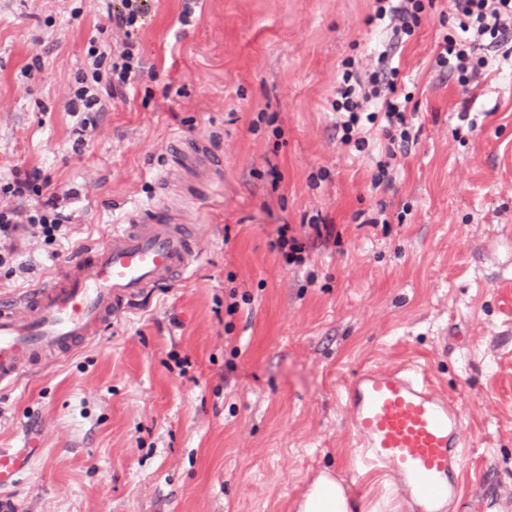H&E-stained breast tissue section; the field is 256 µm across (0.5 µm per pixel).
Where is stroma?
Returning <instances> with one entry per match:
<instances>
[{
  "label": "stroma",
  "mask_w": 512,
  "mask_h": 512,
  "mask_svg": "<svg viewBox=\"0 0 512 512\" xmlns=\"http://www.w3.org/2000/svg\"><path fill=\"white\" fill-rule=\"evenodd\" d=\"M112 0H0V182L39 168L71 217L45 241L40 197L0 194V297L21 295L131 207L168 203L196 223L190 276L153 288L100 334L0 388V449L33 445L0 502L12 512H298L334 476L350 512H403L397 476L353 460L344 380L420 363L464 420L457 503L512 512V52L467 82L436 63L459 35L431 0L391 44L374 0H154L131 38L147 69L75 147L66 104L92 52L123 40ZM399 65L411 140L387 155L377 126L345 143L346 70ZM209 140L224 182L206 205L170 166L176 139ZM391 185L373 186L380 163ZM281 178L273 180L270 168ZM332 225L317 238L312 217ZM305 246L271 249L279 227Z\"/></svg>",
  "instance_id": "35a3bbf8"
}]
</instances>
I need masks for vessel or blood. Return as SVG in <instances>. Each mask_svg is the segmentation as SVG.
Masks as SVG:
<instances>
[{
  "label": "vessel or blood",
  "instance_id": "b4317fda",
  "mask_svg": "<svg viewBox=\"0 0 512 512\" xmlns=\"http://www.w3.org/2000/svg\"><path fill=\"white\" fill-rule=\"evenodd\" d=\"M171 152L177 167L205 177L208 188L220 180L223 161L208 141L180 139ZM199 254L197 235L165 203L130 210L108 242L84 249L22 301H0V386L47 353L70 352L147 289L184 279ZM341 396L359 462L398 474L413 512H446L464 459L463 418L427 371L365 369L344 383ZM28 461V452L0 450V484L14 483Z\"/></svg>",
  "mask_w": 512,
  "mask_h": 512
}]
</instances>
